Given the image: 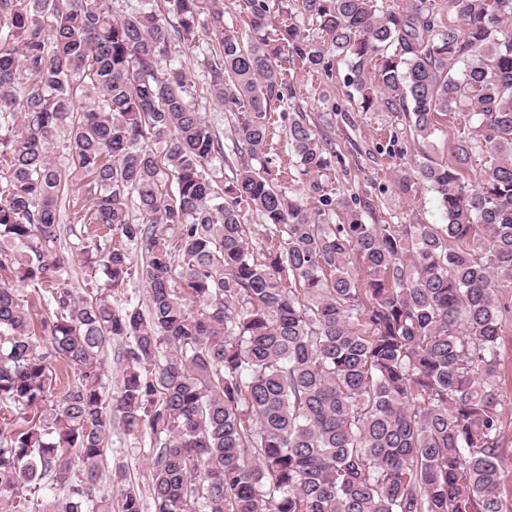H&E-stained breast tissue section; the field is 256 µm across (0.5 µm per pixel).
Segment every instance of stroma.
Instances as JSON below:
<instances>
[{
  "instance_id": "stroma-1",
  "label": "stroma",
  "mask_w": 512,
  "mask_h": 512,
  "mask_svg": "<svg viewBox=\"0 0 512 512\" xmlns=\"http://www.w3.org/2000/svg\"><path fill=\"white\" fill-rule=\"evenodd\" d=\"M208 43V32L198 31L191 45L177 48L175 57L178 65L190 76L208 123L225 140L231 135L229 115L222 105L207 99L204 91L207 72L203 59ZM348 74L347 65L341 60L336 63L335 78L331 81L316 72L300 69L288 72L298 93L297 104L311 122L335 142L336 150L341 154L342 162L336 167L340 184L360 197L367 223H444L445 216L437 207L432 193L419 180L418 167L429 158L444 161L450 157L453 140L465 127V114L451 115L432 146L412 148L407 140L404 117L388 112H361L350 104L346 87ZM403 180L409 182V190L400 189L399 183ZM76 199V192H69L62 206L60 220L66 232L57 245V251L69 263L66 287L86 295L102 287L104 279L97 267L85 264L78 255L87 227L74 218L73 203ZM149 448V435L133 441L127 439L120 428H113L101 462V495L112 496L109 476L112 469L121 466L129 472L141 496L149 497Z\"/></svg>"
}]
</instances>
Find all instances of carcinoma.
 <instances>
[{
  "instance_id": "1",
  "label": "carcinoma",
  "mask_w": 512,
  "mask_h": 512,
  "mask_svg": "<svg viewBox=\"0 0 512 512\" xmlns=\"http://www.w3.org/2000/svg\"><path fill=\"white\" fill-rule=\"evenodd\" d=\"M149 2L118 18L112 0H0V245L21 248L0 249V403L20 421L0 434V497L144 512L123 468L117 503L99 495L116 423L151 434L154 512H505L512 0H297L315 35L268 0H244L239 28L222 0ZM201 26L206 92L234 130L222 185L225 145L171 59ZM338 58L362 111L404 113L414 142L466 113L451 159L419 169L447 223H366L300 108L279 111L301 180L282 185L266 155L271 113L297 98L288 67L328 76ZM78 179L105 285L142 284L147 307L64 287L54 247ZM16 283L52 309L37 329ZM57 362L73 375L53 402ZM43 480L67 497L28 498ZM500 350L503 364L500 383L508 395L511 393L512 397V327L510 326L505 327ZM123 349L122 343L113 341L108 347L105 359L104 371L106 374V394L111 396L119 389L120 384V365L117 361L118 353Z\"/></svg>"
}]
</instances>
